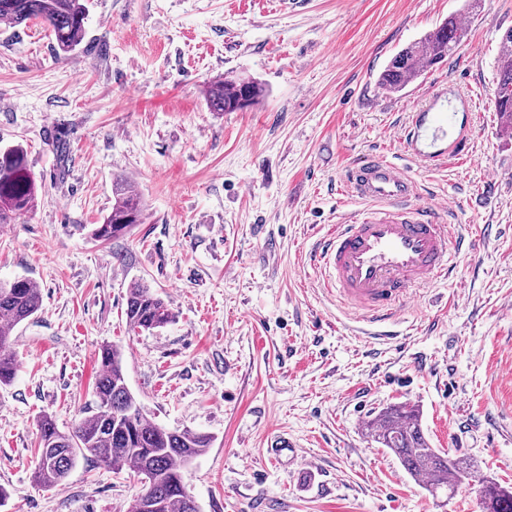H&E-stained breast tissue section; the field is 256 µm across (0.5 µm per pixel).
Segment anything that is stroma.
<instances>
[{
    "mask_svg": "<svg viewBox=\"0 0 512 512\" xmlns=\"http://www.w3.org/2000/svg\"><path fill=\"white\" fill-rule=\"evenodd\" d=\"M451 14L469 25L459 54L382 90L391 57ZM510 28L512 0H91L85 42L64 59L39 22L0 24V145L24 147L39 186L34 210L0 226V280L42 293L0 387V512H126L141 491L129 468L83 459L59 487L32 480L38 419L64 431L87 416L104 344L122 349L149 421L212 436L183 472L200 512H479L478 483L433 497L365 437L399 402L418 406L433 447L512 486V130L493 104ZM227 75L265 96L211 111L207 87ZM437 85L474 157L428 171L396 136ZM373 150L448 202L474 243L417 289L391 343L358 335L359 312L309 261L362 211L340 183ZM120 176L145 219L95 239ZM137 283L171 323L130 329ZM278 434L304 462L269 459Z\"/></svg>",
    "mask_w": 512,
    "mask_h": 512,
    "instance_id": "35a3bbf8",
    "label": "stroma"
}]
</instances>
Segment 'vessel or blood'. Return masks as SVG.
I'll list each match as a JSON object with an SVG mask.
<instances>
[{
    "mask_svg": "<svg viewBox=\"0 0 512 512\" xmlns=\"http://www.w3.org/2000/svg\"><path fill=\"white\" fill-rule=\"evenodd\" d=\"M397 140L406 155L428 167L449 152L472 157L470 139L455 133L439 86L431 93L430 111L414 113ZM343 191L365 209L319 239L312 256L323 264L337 296L361 311L368 334L395 336L413 288L447 278L451 258L467 255L470 242L452 232L442 205L420 198L416 182L383 156L350 162Z\"/></svg>",
    "mask_w": 512,
    "mask_h": 512,
    "instance_id": "vessel-or-blood-1",
    "label": "vessel or blood"
}]
</instances>
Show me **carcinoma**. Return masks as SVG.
Wrapping results in <instances>:
<instances>
[{
    "label": "carcinoma",
    "mask_w": 512,
    "mask_h": 512,
    "mask_svg": "<svg viewBox=\"0 0 512 512\" xmlns=\"http://www.w3.org/2000/svg\"><path fill=\"white\" fill-rule=\"evenodd\" d=\"M87 0H0V23L19 25L39 21L55 43L57 55L77 50L86 36ZM468 27L450 15L420 41L398 51L378 79L379 87L398 93L425 70L455 55L467 41ZM494 108L512 125V28L500 40L496 58ZM264 86L251 78L219 79L207 91L214 112H233L244 97L257 103ZM35 180L19 146L0 148V224H11L16 216L34 206ZM144 203L137 185L127 177L112 181V209L92 236L109 240L127 234L143 221ZM41 307L38 286L27 278L0 282V385L11 384L18 371L13 350V330ZM126 316L134 331H152L172 322L164 299L144 284L128 289ZM100 371L93 388L94 410L68 431L52 417L38 421L39 456L33 480L44 488L62 485L79 459H92L107 466H128L140 477L144 490L127 512H199L187 490L182 468L204 454L211 437L189 430H167L148 421L128 387L122 350L106 344L97 355ZM371 440L391 450L407 474L429 493L454 494L471 478L473 465L452 458L431 446L420 424L419 410L405 404L382 409L364 423ZM481 512H512V489L484 479L479 489Z\"/></svg>",
    "instance_id": "1"
}]
</instances>
